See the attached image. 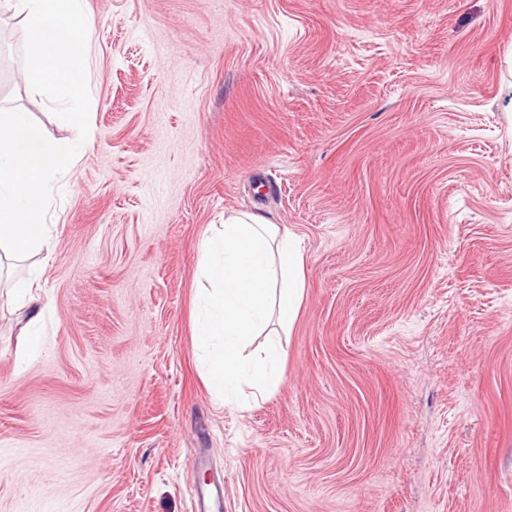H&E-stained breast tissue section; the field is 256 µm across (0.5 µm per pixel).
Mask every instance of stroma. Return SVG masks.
I'll use <instances>...</instances> for the list:
<instances>
[{
  "label": "stroma",
  "instance_id": "stroma-1",
  "mask_svg": "<svg viewBox=\"0 0 512 512\" xmlns=\"http://www.w3.org/2000/svg\"><path fill=\"white\" fill-rule=\"evenodd\" d=\"M92 145L47 213L51 320L0 298V512H512V0H85ZM0 14V107L57 142ZM258 213L307 289L218 404L200 239Z\"/></svg>",
  "mask_w": 512,
  "mask_h": 512
}]
</instances>
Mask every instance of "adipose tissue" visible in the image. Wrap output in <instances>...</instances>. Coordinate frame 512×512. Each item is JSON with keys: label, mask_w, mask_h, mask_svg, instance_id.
I'll list each match as a JSON object with an SVG mask.
<instances>
[{"label": "adipose tissue", "mask_w": 512, "mask_h": 512, "mask_svg": "<svg viewBox=\"0 0 512 512\" xmlns=\"http://www.w3.org/2000/svg\"><path fill=\"white\" fill-rule=\"evenodd\" d=\"M28 25L23 78L32 92H49L72 104L65 118L80 143H88V115L80 104L90 93L85 67L94 46L95 22L83 0H5ZM76 149L51 140L25 112L0 113V252L21 258L53 246L45 222L50 186L67 174ZM306 258L299 238L259 214L226 217L209 226L201 242L200 273L208 283L194 322L203 353L206 384L225 401L249 394L260 400L283 380L276 338L248 351L252 337L270 322L292 327L305 295ZM41 274L12 286L15 300L31 309L27 347H37L35 331L46 307L33 288Z\"/></svg>", "instance_id": "obj_1"}]
</instances>
